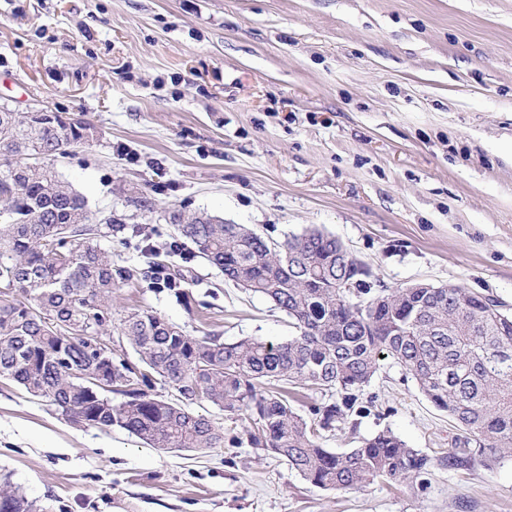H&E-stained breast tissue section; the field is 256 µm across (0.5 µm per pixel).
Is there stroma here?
Returning a JSON list of instances; mask_svg holds the SVG:
<instances>
[{
    "mask_svg": "<svg viewBox=\"0 0 512 512\" xmlns=\"http://www.w3.org/2000/svg\"><path fill=\"white\" fill-rule=\"evenodd\" d=\"M69 113L93 137L56 167L93 211L159 248L170 211L283 240L311 224L390 286L456 284L512 312V0H0V98ZM156 209L127 206L130 191ZM182 306L146 283L116 314L283 342L266 298L183 245ZM343 451L391 428L431 465L413 481L324 490L244 444L248 422L201 401L224 436L164 451L73 425L0 378V471L47 512H512V458L449 466L461 430L392 360Z\"/></svg>",
    "mask_w": 512,
    "mask_h": 512,
    "instance_id": "1",
    "label": "stroma"
}]
</instances>
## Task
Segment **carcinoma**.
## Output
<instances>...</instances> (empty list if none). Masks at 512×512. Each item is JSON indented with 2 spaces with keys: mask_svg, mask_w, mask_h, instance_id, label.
<instances>
[{
  "mask_svg": "<svg viewBox=\"0 0 512 512\" xmlns=\"http://www.w3.org/2000/svg\"><path fill=\"white\" fill-rule=\"evenodd\" d=\"M91 137L90 127L64 112H0V151L9 159L0 163V285L25 296L0 299V378L44 399L70 423L116 426L171 451L215 448L223 440L210 420L190 411L199 390L224 412L247 416L254 424L251 447L286 459L317 487L352 490L382 478L413 480L430 465L389 429L345 451L323 446V433L364 414L363 391L380 358H390L463 428L448 466L477 456L512 457V316L502 302L462 285H381L335 236L315 226L279 243L204 212L169 215L177 238L190 242L224 281L288 315L297 334L285 342L193 335L151 310L113 319L112 289L119 284L145 281L186 304L187 275L150 243L141 247L150 258L146 268L115 265L100 246L102 237L136 235L140 228L109 223L101 231L87 197L51 164ZM126 202L155 209L143 193ZM114 329L129 340L141 373L103 357L96 337ZM73 369L116 385L132 374L138 388L114 403L74 381ZM153 373L178 397L148 394ZM290 386L330 390L336 398L307 420L292 407ZM4 485L0 512H37L9 479Z\"/></svg>",
  "mask_w": 512,
  "mask_h": 512,
  "instance_id": "cac0c4a2",
  "label": "carcinoma"
}]
</instances>
